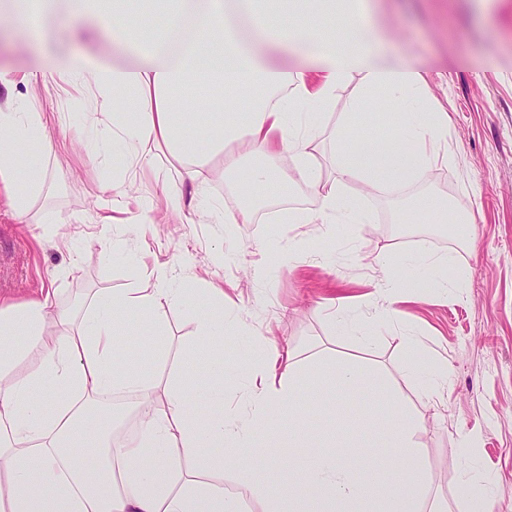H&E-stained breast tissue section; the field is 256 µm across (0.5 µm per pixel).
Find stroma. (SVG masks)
Returning a JSON list of instances; mask_svg holds the SVG:
<instances>
[{"mask_svg": "<svg viewBox=\"0 0 512 512\" xmlns=\"http://www.w3.org/2000/svg\"><path fill=\"white\" fill-rule=\"evenodd\" d=\"M376 18L393 34L378 45L390 59L429 73L418 97L426 112L448 115V147L456 161L428 168L414 184L361 196L355 184L341 195L371 213L367 224H289L272 210L314 211L319 200L303 183L250 224H193L166 209L163 188L179 187L184 200L222 202L237 210L241 201L222 175L223 157H214L197 183L180 182L177 160L163 169L131 174L111 149H93L88 136L99 114L90 96L66 94L48 85L8 94L30 97L57 120L49 135L66 148L46 161L48 179L33 204L29 223L20 224L0 204V298L20 301L54 284L57 302L80 307L100 288L120 291L151 283V270L167 269L172 287L224 291V309L238 317L224 345V385L249 368L265 342L301 348L319 345L338 357H357L359 368L375 372L378 384L363 380L342 388L321 380L302 382L296 403L306 411L320 440L335 438L353 447L359 459L374 456L400 473L408 492L414 481L387 448L383 434L364 432L362 421L380 415L390 394L423 423L419 438L428 479L450 512H465L457 491L471 473L481 482L474 493L490 508L512 510V0H377ZM58 47L115 64L127 58L105 38L76 43L72 19H49ZM358 80L336 90L325 107V131L310 146L322 180L336 178L335 134L353 123L354 134L382 130L396 135V115L351 114ZM421 194L447 201L449 215L467 216L461 240L452 245V224H428L404 209ZM124 206L130 223L103 231L95 224L104 201ZM151 220L137 223L142 211ZM448 256L447 266L410 265L416 239ZM417 280L415 288L391 297L378 292L377 264ZM462 287H455L456 279ZM451 281L443 289L441 281ZM344 309L359 326L342 336L330 318ZM196 309H168L162 342L168 362L192 369L182 351L195 340ZM447 367V387L429 393L427 382ZM333 412L335 434L324 432V414ZM478 435L475 455L459 447Z\"/></svg>", "mask_w": 512, "mask_h": 512, "instance_id": "stroma-1", "label": "stroma"}]
</instances>
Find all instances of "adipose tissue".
<instances>
[{
  "label": "adipose tissue",
  "instance_id": "obj_1",
  "mask_svg": "<svg viewBox=\"0 0 512 512\" xmlns=\"http://www.w3.org/2000/svg\"><path fill=\"white\" fill-rule=\"evenodd\" d=\"M58 1L11 0V27L44 39L40 20ZM62 1L78 23L72 38L111 27L135 64L64 55L20 80L56 77L92 91L107 112L98 136L129 168L154 163L164 148L187 159L180 176L193 181L209 154L223 153L224 173L243 205L210 213V223H251L262 205L255 187L302 182L321 204L289 212V223L366 224L369 215L339 200L337 186L399 187L426 167L453 161L447 113L402 112V136L391 145L337 133L335 184L317 177L308 147L322 132L319 109L338 87L360 78L364 98L355 109L362 112L378 91L403 101L428 83L426 71L378 51L369 0ZM272 52L296 54L303 64L285 68L269 60ZM204 85L223 90L238 109L215 107L203 118L189 111L186 90ZM280 89L286 97L274 99ZM52 121L28 98L0 104V198L21 224L47 181ZM283 151L296 156L295 170L272 166ZM152 277L144 287L97 292L77 312L58 305L51 288L21 303L0 302V512H446L439 499L405 496L390 471L354 478L348 453L333 443H314L307 467L288 483L259 478V470L277 463L267 455L237 467L232 487H225L227 456L248 443L274 447L263 431L272 413L287 411L289 442L306 438L308 423L295 399L307 370H332L343 385L354 381V370L329 368L321 349L304 360L299 349L267 344L243 375L241 399H228L224 338L235 319L224 311L220 288L202 291L189 351L210 366L209 377L178 371L164 382L155 371L129 369L119 337L157 342L167 309L183 301L166 269H154ZM194 385L206 395L209 415L191 405ZM366 428L385 433L415 481L425 484L415 415L392 414ZM79 446L90 449L89 462L73 460Z\"/></svg>",
  "mask_w": 512,
  "mask_h": 512
}]
</instances>
